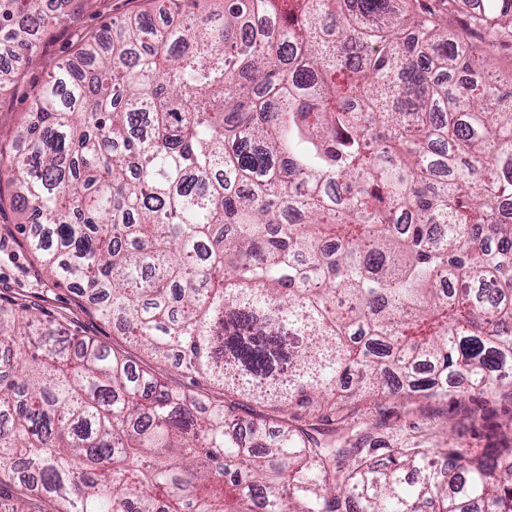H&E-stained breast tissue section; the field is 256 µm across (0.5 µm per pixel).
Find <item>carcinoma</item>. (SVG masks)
<instances>
[{
	"label": "carcinoma",
	"mask_w": 512,
	"mask_h": 512,
	"mask_svg": "<svg viewBox=\"0 0 512 512\" xmlns=\"http://www.w3.org/2000/svg\"><path fill=\"white\" fill-rule=\"evenodd\" d=\"M222 2L82 38L0 144L20 247L122 336L0 302V480L24 512H512V421L383 460L349 428L374 392L512 397V0H448L452 38L413 0ZM51 19L0 0V46Z\"/></svg>",
	"instance_id": "carcinoma-1"
}]
</instances>
